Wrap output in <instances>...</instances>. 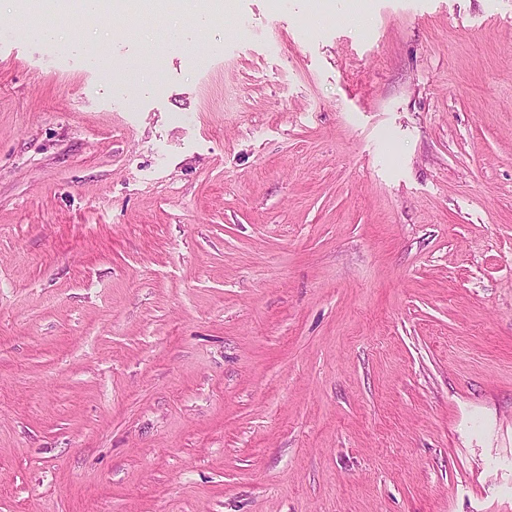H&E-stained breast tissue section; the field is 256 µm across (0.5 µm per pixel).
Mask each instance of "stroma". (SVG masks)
Returning <instances> with one entry per match:
<instances>
[{
    "instance_id": "1",
    "label": "stroma",
    "mask_w": 512,
    "mask_h": 512,
    "mask_svg": "<svg viewBox=\"0 0 512 512\" xmlns=\"http://www.w3.org/2000/svg\"><path fill=\"white\" fill-rule=\"evenodd\" d=\"M225 14L0 0V512H512V0Z\"/></svg>"
}]
</instances>
